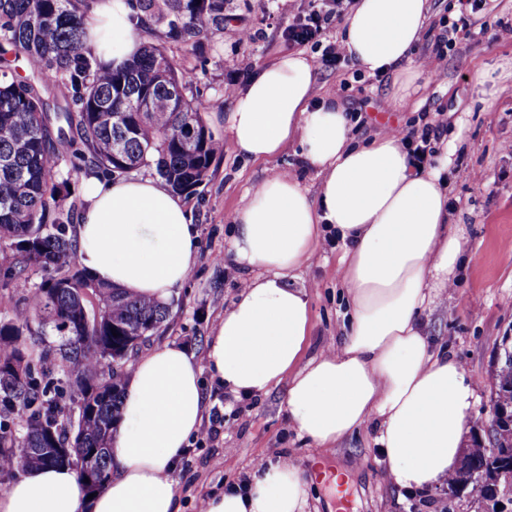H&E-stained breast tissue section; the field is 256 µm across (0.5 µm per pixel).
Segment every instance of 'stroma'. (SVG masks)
I'll return each mask as SVG.
<instances>
[{"mask_svg":"<svg viewBox=\"0 0 512 512\" xmlns=\"http://www.w3.org/2000/svg\"><path fill=\"white\" fill-rule=\"evenodd\" d=\"M279 5V0H227L223 30L210 32L194 51L171 48L177 63L197 76L193 95L212 133L224 132L222 119L230 110L227 83L243 84L257 66L293 53ZM500 21L512 24V0H499L486 20L488 34L463 38L449 49L441 74L431 75L404 108L393 102L394 75L376 78L353 65L322 63L325 47L338 37L339 22L306 49L317 61L316 99L333 98L345 112L367 114V124L351 127L354 142L370 141L425 112L448 116L440 139L453 151L449 221L464 228L466 260L453 287L442 289L421 319L427 334L448 348L477 383L465 435L469 442L487 437L481 422L490 414L491 374L500 340L512 329V38L492 37ZM241 29L251 33V41H236L233 33ZM274 172L289 175L317 196L320 177L295 141L270 162L245 160L225 144L208 178L187 195L199 244L188 280L152 346L174 343L202 358L207 337L239 293L238 278L224 273L233 261V216L248 190ZM344 251L334 232L323 231L311 262L296 272L294 284L306 290L310 301L305 359L335 350L349 327L351 303L339 272ZM218 253L223 262L215 261ZM201 379L208 406L223 415L224 426L214 443L189 446L173 474L182 512H196L210 493L241 483L257 461L278 457L306 472L308 512H493L491 503L468 487L453 495L433 488L422 498L394 487L383 476L374 423L320 451L289 420L285 386L237 400L209 372ZM338 479L347 493L342 500L333 491Z\"/></svg>","mask_w":512,"mask_h":512,"instance_id":"obj_1","label":"stroma"}]
</instances>
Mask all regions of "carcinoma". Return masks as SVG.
Listing matches in <instances>:
<instances>
[{"label":"carcinoma","mask_w":512,"mask_h":512,"mask_svg":"<svg viewBox=\"0 0 512 512\" xmlns=\"http://www.w3.org/2000/svg\"><path fill=\"white\" fill-rule=\"evenodd\" d=\"M100 0H0V244L11 253L0 287L20 293L28 315L0 317V474L27 465L19 448L56 446L95 452L109 469L125 379L134 361L112 359L134 340L158 332L168 307L104 285L81 267L69 236L75 209L59 203L68 180H54L58 146L92 170L120 176L155 169L176 192L192 194L218 155L201 108L187 92L193 77L167 44L193 46L224 28V0H135L136 29H158L157 40L114 69L85 45L84 20ZM22 56L39 84L24 80L8 55ZM68 91L51 126L45 96ZM40 270V282L29 271ZM116 332H111V329ZM491 402H512V344H500ZM35 369L24 383L11 365ZM69 395L75 410L60 403ZM505 482L486 448H467L448 485Z\"/></svg>","instance_id":"obj_1"}]
</instances>
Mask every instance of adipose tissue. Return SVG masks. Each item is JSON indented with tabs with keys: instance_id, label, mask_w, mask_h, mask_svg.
I'll return each mask as SVG.
<instances>
[{
	"instance_id": "adipose-tissue-1",
	"label": "adipose tissue",
	"mask_w": 512,
	"mask_h": 512,
	"mask_svg": "<svg viewBox=\"0 0 512 512\" xmlns=\"http://www.w3.org/2000/svg\"><path fill=\"white\" fill-rule=\"evenodd\" d=\"M428 12V0H355L342 26L341 44L363 71L405 73L400 108L426 74L414 49ZM85 33L87 47L115 66L140 43L126 0H100ZM314 77L312 59L295 52L258 67L232 95L227 132L243 158L271 160L295 139L321 182L313 198L274 173L236 210L231 249L252 276L208 337L205 367L238 399L286 384L288 416L318 449L375 421L387 478L413 494L458 467L476 398L474 380L421 322L465 252L448 222V157L424 171L393 136L353 144L342 107L314 102ZM83 197L82 266L100 282L168 303L198 245L187 203L151 178H91ZM325 225L346 245L340 272L351 322L336 352L305 362L310 305L291 277ZM200 369L173 343L136 360L97 494L72 466L27 468L0 493V512H180L173 473L207 410ZM307 487L288 459L262 461L241 484L210 494L205 512H306Z\"/></svg>"
}]
</instances>
